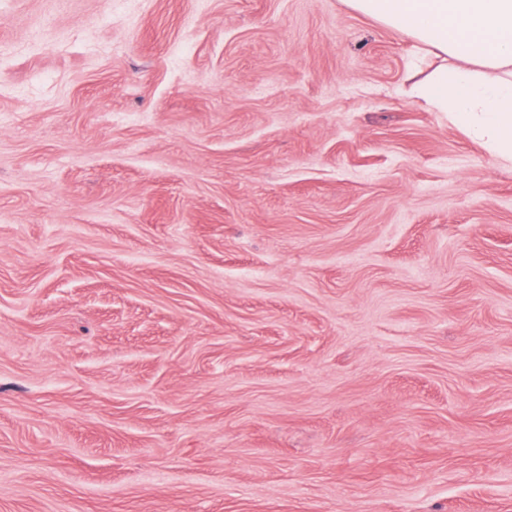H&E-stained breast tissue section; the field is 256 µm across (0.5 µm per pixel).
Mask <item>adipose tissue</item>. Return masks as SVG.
I'll use <instances>...</instances> for the list:
<instances>
[{
	"label": "adipose tissue",
	"instance_id": "ef3b65f1",
	"mask_svg": "<svg viewBox=\"0 0 512 512\" xmlns=\"http://www.w3.org/2000/svg\"><path fill=\"white\" fill-rule=\"evenodd\" d=\"M447 64L418 94L512 165V0H348Z\"/></svg>",
	"mask_w": 512,
	"mask_h": 512
}]
</instances>
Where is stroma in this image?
I'll return each mask as SVG.
<instances>
[{"label": "stroma", "mask_w": 512, "mask_h": 512, "mask_svg": "<svg viewBox=\"0 0 512 512\" xmlns=\"http://www.w3.org/2000/svg\"><path fill=\"white\" fill-rule=\"evenodd\" d=\"M347 0H0V512H512V167Z\"/></svg>", "instance_id": "obj_1"}]
</instances>
